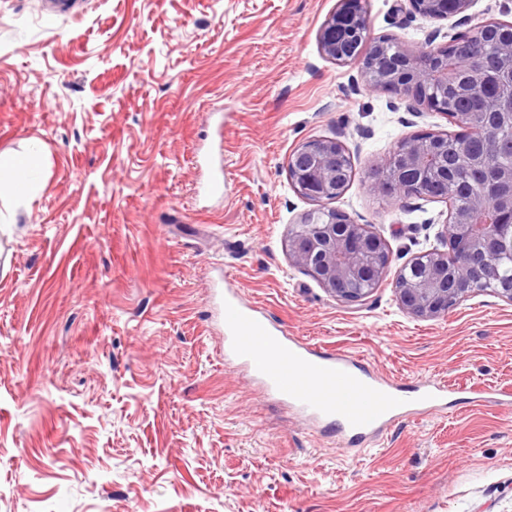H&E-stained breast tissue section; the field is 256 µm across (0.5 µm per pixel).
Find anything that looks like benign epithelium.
<instances>
[{
	"instance_id": "obj_1",
	"label": "benign epithelium",
	"mask_w": 512,
	"mask_h": 512,
	"mask_svg": "<svg viewBox=\"0 0 512 512\" xmlns=\"http://www.w3.org/2000/svg\"><path fill=\"white\" fill-rule=\"evenodd\" d=\"M411 12L432 20H447L465 13L473 0H408ZM368 21L363 0H340L339 6L318 30L319 48L327 58L360 65L366 87L394 92L408 111L425 108L447 112L448 101L421 94L422 88L448 79V58L452 47L465 40L480 44L496 39L500 52L512 61V25L485 21L459 34L444 46L420 52L401 50L391 64V74L377 75L373 49L368 43ZM469 79L477 86H491L481 97L480 112L454 111L458 135L476 133L493 142L500 123L512 119V66L489 73L474 63ZM442 134L428 139L413 135L401 142L387 158L385 168L397 169L388 182L375 180L372 189L389 200H401L416 193L413 186L439 171L438 156L447 150ZM348 155L338 139L307 142L293 153L288 172L294 189L314 200H334L345 190L346 176L339 165ZM490 191L473 197L467 213L450 212L445 235L448 250H434L414 258L396 274L394 291L400 308L413 316L433 319L448 314L477 290L484 279L497 275L504 256L512 257V170L486 172ZM288 255L293 266L312 276L332 297L343 303L365 301L385 278L390 251L384 238L367 224H357L346 214L331 210L318 221L304 215L288 236Z\"/></svg>"
}]
</instances>
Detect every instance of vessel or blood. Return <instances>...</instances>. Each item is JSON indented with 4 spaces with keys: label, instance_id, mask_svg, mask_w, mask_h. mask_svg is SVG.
<instances>
[{
    "label": "vessel or blood",
    "instance_id": "vessel-or-blood-1",
    "mask_svg": "<svg viewBox=\"0 0 512 512\" xmlns=\"http://www.w3.org/2000/svg\"><path fill=\"white\" fill-rule=\"evenodd\" d=\"M197 194L224 193L223 167L207 164ZM227 352L251 370L267 393L282 397L305 416L338 424L355 436H373L404 413L443 411L448 388L426 381L412 398L397 385L367 374L353 355L326 351L290 336L267 313L226 290L219 310Z\"/></svg>",
    "mask_w": 512,
    "mask_h": 512
}]
</instances>
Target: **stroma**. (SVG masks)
Here are the masks:
<instances>
[{
  "label": "stroma",
  "mask_w": 512,
  "mask_h": 512,
  "mask_svg": "<svg viewBox=\"0 0 512 512\" xmlns=\"http://www.w3.org/2000/svg\"><path fill=\"white\" fill-rule=\"evenodd\" d=\"M47 3L0 0V152L43 153L32 199L0 200V512H512V408L469 401L512 393V303L478 290L436 319L404 313L395 275L446 249L448 204L371 188L401 140L455 132L449 117L407 111L321 53L338 0ZM365 8L371 38L410 51L512 22V0L440 21L407 0ZM212 112L219 203L194 193ZM320 138L352 160L332 201L288 174ZM320 208L389 246L364 304L289 260L294 224ZM227 288L376 376L446 382V411L346 446L225 357Z\"/></svg>",
  "instance_id": "stroma-1"
}]
</instances>
